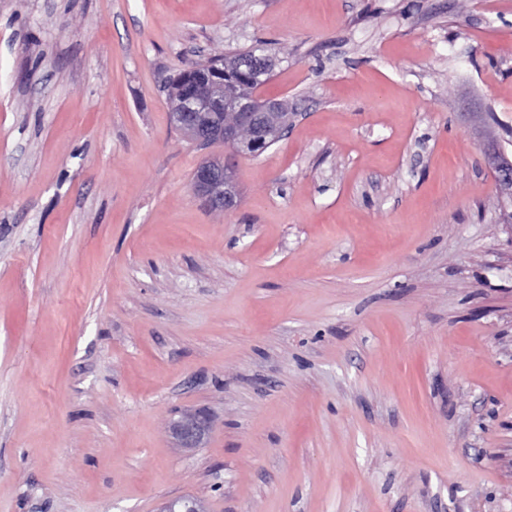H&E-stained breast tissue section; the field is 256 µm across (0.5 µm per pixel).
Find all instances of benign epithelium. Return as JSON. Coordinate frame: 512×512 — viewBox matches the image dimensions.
Instances as JSON below:
<instances>
[{
  "mask_svg": "<svg viewBox=\"0 0 512 512\" xmlns=\"http://www.w3.org/2000/svg\"><path fill=\"white\" fill-rule=\"evenodd\" d=\"M241 65L225 60L213 71H201L182 93L171 99L172 119L184 137L200 148L222 143L229 152L207 158L197 167L192 186L209 208L229 213L241 204L236 185V168L240 159L254 157L288 133V103L262 100L255 89L242 85L233 94L224 90V71H237ZM495 181L500 190L512 198V157L493 141L481 142ZM181 448H199L210 431V420L200 413H186L170 426ZM157 512H207L199 499L180 498L162 503Z\"/></svg>",
  "mask_w": 512,
  "mask_h": 512,
  "instance_id": "7a95c632",
  "label": "benign epithelium"
}]
</instances>
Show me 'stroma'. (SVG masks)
I'll use <instances>...</instances> for the list:
<instances>
[{
  "instance_id": "obj_1",
  "label": "stroma",
  "mask_w": 512,
  "mask_h": 512,
  "mask_svg": "<svg viewBox=\"0 0 512 512\" xmlns=\"http://www.w3.org/2000/svg\"><path fill=\"white\" fill-rule=\"evenodd\" d=\"M257 46L295 115L221 215L165 84ZM481 125L512 0H0V512H512ZM180 448H200L210 431V420L200 413H186L170 426Z\"/></svg>"
}]
</instances>
